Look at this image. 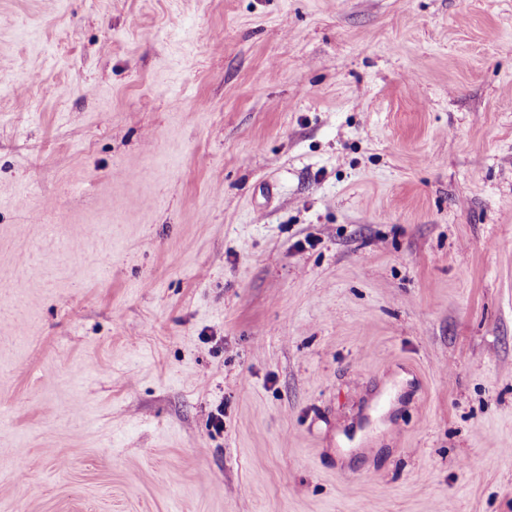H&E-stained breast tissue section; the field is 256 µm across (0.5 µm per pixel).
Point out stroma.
<instances>
[{
    "mask_svg": "<svg viewBox=\"0 0 512 512\" xmlns=\"http://www.w3.org/2000/svg\"><path fill=\"white\" fill-rule=\"evenodd\" d=\"M0 285V512H512V0H0Z\"/></svg>",
    "mask_w": 512,
    "mask_h": 512,
    "instance_id": "35a3bbf8",
    "label": "stroma"
}]
</instances>
